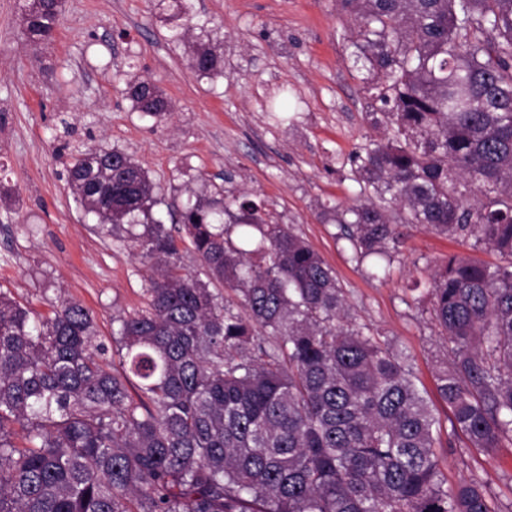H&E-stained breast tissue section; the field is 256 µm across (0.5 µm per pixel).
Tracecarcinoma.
Wrapping results in <instances>:
<instances>
[{"label": "carcinoma", "instance_id": "carcinoma-1", "mask_svg": "<svg viewBox=\"0 0 512 512\" xmlns=\"http://www.w3.org/2000/svg\"><path fill=\"white\" fill-rule=\"evenodd\" d=\"M338 2L385 133L351 157L373 195L333 220L358 259L388 254L403 224L509 258L450 255L428 293L453 427L512 444V0ZM19 5L29 42L49 41L62 0ZM172 7L169 40L198 79L222 76L205 27L187 39L192 0ZM124 94L172 110L147 80ZM68 178L156 273L147 307L117 319V363L80 302L42 315L0 291V512H495L480 480L445 487L408 357L348 321L334 269L261 203L215 185L177 210L178 238L126 153L81 152Z\"/></svg>", "mask_w": 512, "mask_h": 512}]
</instances>
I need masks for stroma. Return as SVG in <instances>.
<instances>
[{
  "label": "stroma",
  "instance_id": "1",
  "mask_svg": "<svg viewBox=\"0 0 512 512\" xmlns=\"http://www.w3.org/2000/svg\"><path fill=\"white\" fill-rule=\"evenodd\" d=\"M193 10L224 60L212 81L198 80L184 47L169 42L157 0H63L40 46L23 35L18 0H0V289L44 314L80 301L113 352V318L145 308L149 262L85 219L70 191L68 168L85 150L124 151L168 198L199 175L255 194L335 270L353 322L407 355L439 422L446 486L478 477L496 512H512V446L472 447L437 391L435 364L449 349L427 294L448 255L490 265L501 255L409 225L390 260L361 263L340 225L319 217L359 199L350 158L383 133L351 55L350 16L336 0H193ZM132 74L153 82L172 112L133 111ZM285 91L296 105L279 123L271 113Z\"/></svg>",
  "mask_w": 512,
  "mask_h": 512
}]
</instances>
